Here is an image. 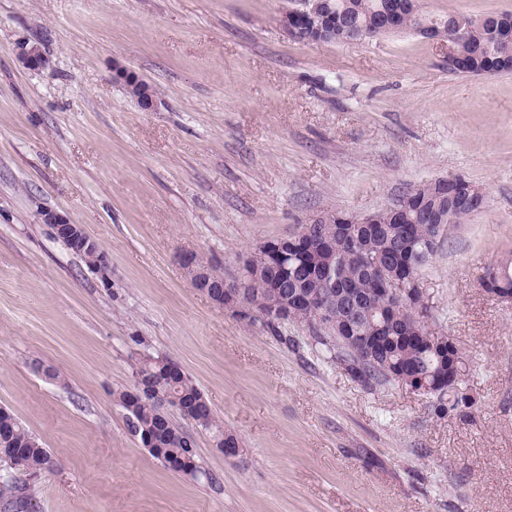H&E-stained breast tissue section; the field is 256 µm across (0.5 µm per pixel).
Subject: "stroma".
I'll return each instance as SVG.
<instances>
[{
	"label": "stroma",
	"mask_w": 512,
	"mask_h": 512,
	"mask_svg": "<svg viewBox=\"0 0 512 512\" xmlns=\"http://www.w3.org/2000/svg\"><path fill=\"white\" fill-rule=\"evenodd\" d=\"M291 0H0V407L49 451L32 512H512V304L479 285L512 255V73L450 70L406 31L307 44ZM479 18L512 0H422ZM50 60L31 70L23 43ZM151 83L144 110L114 62ZM463 177L487 194L420 273L429 328L461 347L474 420L373 390L277 331L214 307L181 255L240 274L256 246L317 214L389 207ZM83 225L110 286L42 210ZM177 361L241 441L224 458L191 422L202 476L132 436L115 389ZM57 370L63 384L38 367Z\"/></svg>",
	"instance_id": "1"
}]
</instances>
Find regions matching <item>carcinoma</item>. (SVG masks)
<instances>
[{
	"label": "carcinoma",
	"instance_id": "cac0c4a2",
	"mask_svg": "<svg viewBox=\"0 0 512 512\" xmlns=\"http://www.w3.org/2000/svg\"><path fill=\"white\" fill-rule=\"evenodd\" d=\"M406 0H332L336 6V17L331 19L329 29L337 43H350L357 36V29L367 27L373 30L382 26L384 16L395 9L404 14L401 26L404 29H416L421 21L446 22L452 14L434 17L419 10L413 14L404 9ZM458 50L461 65L458 72L472 76H488L511 72L508 65L512 48L500 42L489 30L474 29L458 35ZM377 224L385 229V238L378 249L395 241L408 244V257L414 259L415 276L401 277L402 265L393 262L382 265L374 272L365 271V266L377 254V249L369 251H349L341 242H336V254L333 264L336 267V283L340 288L332 291L325 287L324 278L316 271L323 262V256L311 254H288L271 256L273 269L278 274L291 276L303 270L308 276L300 279V291L309 301L331 315H338L343 309L344 299L349 294L369 297L371 314L361 316V322L367 329L378 326V335L368 336L359 330L353 336L336 338L323 330L316 329L312 336L316 345L322 347L330 358L345 367L358 382L374 389L397 381L398 376L410 380L408 386L424 395L439 400L435 414L444 418L448 413H456L463 422L474 420L475 400L465 385L466 365L456 342L445 335L438 336L428 327L420 325L417 314L412 308L401 304L398 319L393 322L381 320L387 296L385 289L390 282H398L404 290L418 286L421 270L430 262L436 252V244L431 240L432 229L428 224L419 222L415 209L409 210V221L403 224L390 223L386 208L375 213ZM482 288L488 293L496 288L512 289V258L491 263L484 268L479 278ZM248 296L251 306L260 314L259 320L268 328H274L277 319L273 316L274 300L270 281L260 277L251 278L248 284ZM164 357H149L138 362L134 377L156 376L155 391L157 398H149L135 408L125 405L126 390L113 392L115 405L125 412L128 431L132 436L143 439L151 434L157 447L163 449V455L179 454L185 458V468L192 474L199 472L198 455L195 440L170 416L165 415V406H175L201 394L198 386L188 377L184 380H168L158 375ZM448 413H442V409ZM190 420L200 429L211 434L213 441L237 435L224 429V425L211 407ZM12 441L26 450L23 465L0 459V512H30L31 493L27 485L18 481L16 474H33L47 469L50 454L40 442L26 430L19 420H14Z\"/></svg>",
	"mask_w": 512,
	"mask_h": 512
}]
</instances>
